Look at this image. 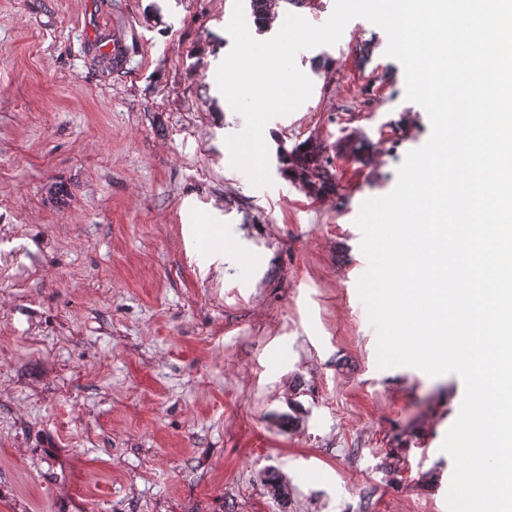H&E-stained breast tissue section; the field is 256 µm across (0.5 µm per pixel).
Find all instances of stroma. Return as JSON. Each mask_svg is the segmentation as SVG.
Masks as SVG:
<instances>
[{
    "label": "stroma",
    "mask_w": 512,
    "mask_h": 512,
    "mask_svg": "<svg viewBox=\"0 0 512 512\" xmlns=\"http://www.w3.org/2000/svg\"><path fill=\"white\" fill-rule=\"evenodd\" d=\"M233 11L0 0V512H449L464 383L379 368L355 301V220L429 116L352 19L298 52L312 94L264 128L279 192L253 187L216 80ZM297 168L299 177L307 184L316 186L325 185L332 177L327 163L313 151H304L292 159Z\"/></svg>",
    "instance_id": "stroma-1"
}]
</instances>
